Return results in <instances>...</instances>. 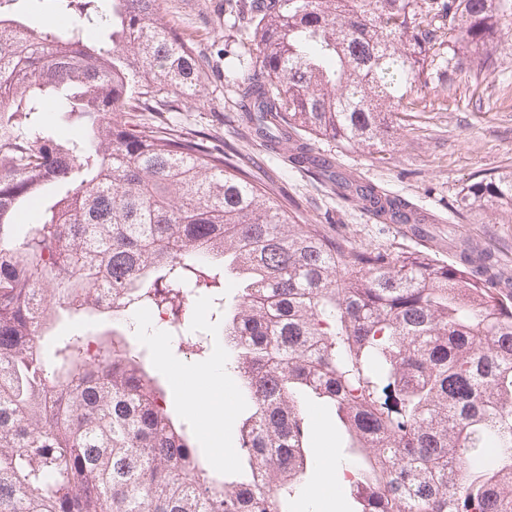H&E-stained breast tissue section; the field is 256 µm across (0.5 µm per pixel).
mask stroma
<instances>
[{
  "label": "stroma",
  "instance_id": "35a3bbf8",
  "mask_svg": "<svg viewBox=\"0 0 512 512\" xmlns=\"http://www.w3.org/2000/svg\"><path fill=\"white\" fill-rule=\"evenodd\" d=\"M494 5L502 15L504 44L495 54L494 67L453 73L444 88L426 91V110L412 117L403 137L385 152L346 149L325 138L313 142L317 152L335 157L343 170L409 199L433 215V223L423 225L420 235L405 236L399 225L375 223L355 202L336 196L321 180L291 167L287 149L259 147L244 134L236 122L244 105L225 87V75L234 64L237 34L225 27L220 16L224 0H162L167 18L205 50L201 94L184 98L181 110L171 113L170 120L183 127L215 129L219 139L234 146L257 184L284 189L295 200L300 223L321 225L348 245L410 249L432 243L444 253L449 237L459 235L489 248L512 268V217L475 213L465 217L454 208L461 188L473 174L512 169V0H494ZM157 367L170 410L179 416L187 414L186 384L179 375L200 371L203 363L171 348ZM192 416L199 447L224 463L226 470H234L238 453L235 431L215 435L209 429L207 412ZM309 418L314 467L334 466L342 456L334 426L314 408Z\"/></svg>",
  "mask_w": 512,
  "mask_h": 512
}]
</instances>
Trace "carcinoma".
Instances as JSON below:
<instances>
[{
  "instance_id": "1",
  "label": "carcinoma",
  "mask_w": 512,
  "mask_h": 512,
  "mask_svg": "<svg viewBox=\"0 0 512 512\" xmlns=\"http://www.w3.org/2000/svg\"><path fill=\"white\" fill-rule=\"evenodd\" d=\"M0 0V512H292L311 475L306 407L347 448L352 512H512V275L464 239L347 247L299 224L233 148L166 113L201 83L160 0H55L72 29ZM247 50L227 87L253 140L379 224L428 215L338 170L302 137L384 149L448 70H488L493 0H225ZM153 112L154 120H130ZM65 118L80 132L52 127ZM466 212L512 214V171H480ZM224 276L238 283L224 296ZM112 306L100 304L102 291ZM222 316L244 479L168 410L134 314L164 310L205 357L190 297ZM112 317L45 339L65 316Z\"/></svg>"
}]
</instances>
